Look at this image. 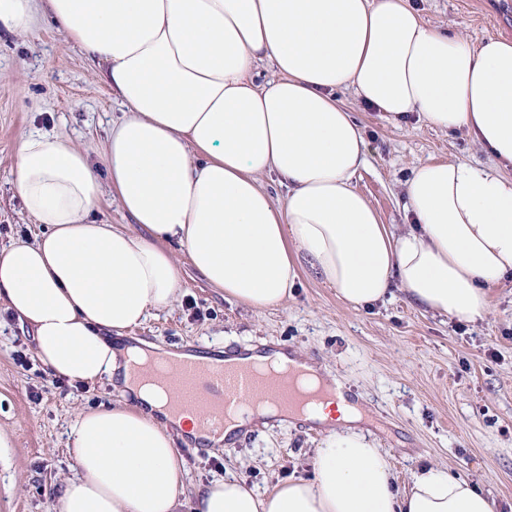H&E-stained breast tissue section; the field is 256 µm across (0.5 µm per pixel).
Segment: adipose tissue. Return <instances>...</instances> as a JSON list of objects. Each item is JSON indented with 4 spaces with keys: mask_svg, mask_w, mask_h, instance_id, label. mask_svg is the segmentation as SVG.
<instances>
[{
    "mask_svg": "<svg viewBox=\"0 0 512 512\" xmlns=\"http://www.w3.org/2000/svg\"><path fill=\"white\" fill-rule=\"evenodd\" d=\"M76 42L123 108L103 162L134 226L99 224L102 183L70 141L22 135L15 187L43 230L0 250V298L33 332L50 373L117 379L123 402L80 411L69 432L75 475L55 512H179L176 439H203L131 364L165 350L113 338L173 306L176 252L225 298L279 306L310 270L360 308L394 292L475 322L512 277V41L479 44L425 24L410 0H0V29L44 16ZM269 63L274 80L261 81ZM393 122L418 113L463 129L497 162L429 160L410 171V224L381 223L352 179L367 144L337 98ZM274 177L286 193L262 186ZM324 433L314 479L260 494L234 476L202 486L192 512H492L468 478L429 465L401 489L387 453L348 398L311 410Z\"/></svg>",
    "mask_w": 512,
    "mask_h": 512,
    "instance_id": "obj_1",
    "label": "adipose tissue"
}]
</instances>
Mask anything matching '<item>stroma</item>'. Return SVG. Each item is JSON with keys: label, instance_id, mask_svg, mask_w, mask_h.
I'll return each instance as SVG.
<instances>
[{"label": "stroma", "instance_id": "stroma-1", "mask_svg": "<svg viewBox=\"0 0 512 512\" xmlns=\"http://www.w3.org/2000/svg\"><path fill=\"white\" fill-rule=\"evenodd\" d=\"M422 19L479 41L512 38V0H412ZM339 98L368 143L367 162L353 179L382 223L402 226L400 208L410 169L430 159L490 165L463 130L431 129L418 114L394 124L352 91ZM122 115L99 68L50 19L22 36L0 31V249L34 241L38 224L14 186L20 137L48 132L84 149L99 178L107 135ZM179 297L132 328L135 338L165 349L221 352L282 344L321 364L350 390L375 423L398 485L434 464L472 479L493 512H512V280L496 288L488 315L463 322L426 312L403 293L355 309L312 272L281 305L262 311L225 299L177 253ZM27 356L20 365L16 352ZM112 383H70L48 373L31 332L0 299V512H53L54 489L72 473L66 430L83 409L120 401ZM319 430L272 423L224 449L180 446L185 488L194 492L230 473L258 492L288 477L312 478Z\"/></svg>", "mask_w": 512, "mask_h": 512}]
</instances>
